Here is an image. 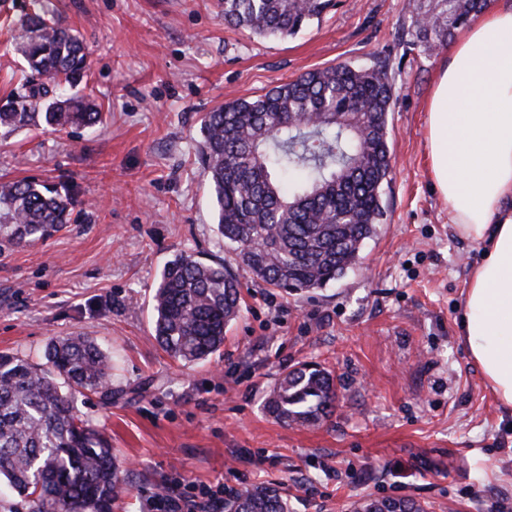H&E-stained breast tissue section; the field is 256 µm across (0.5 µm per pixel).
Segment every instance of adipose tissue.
<instances>
[{
  "label": "adipose tissue",
  "instance_id": "adipose-tissue-1",
  "mask_svg": "<svg viewBox=\"0 0 512 512\" xmlns=\"http://www.w3.org/2000/svg\"><path fill=\"white\" fill-rule=\"evenodd\" d=\"M429 169L455 232L486 244L469 276L460 339L512 408V0L462 29L428 100Z\"/></svg>",
  "mask_w": 512,
  "mask_h": 512
}]
</instances>
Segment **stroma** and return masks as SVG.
<instances>
[{
  "instance_id": "35a3bbf8",
  "label": "stroma",
  "mask_w": 512,
  "mask_h": 512,
  "mask_svg": "<svg viewBox=\"0 0 512 512\" xmlns=\"http://www.w3.org/2000/svg\"><path fill=\"white\" fill-rule=\"evenodd\" d=\"M89 53L91 128L0 129V179L65 185L84 220L0 252V354L39 362L84 334L114 364L112 396H78L125 470L111 512L151 497L282 485L292 512H349L363 496L411 497L428 512H512V409L488 390L459 339L470 268L483 246L456 234L427 164L426 106L447 51L406 49L413 0H337L287 39L225 26L222 0H51ZM33 0H0V95L19 69L15 28ZM383 61L385 217L359 265L289 295L239 272L240 317L221 350L186 365L158 346L151 301L179 252L235 267L198 156L204 112L308 70ZM302 362L332 372L333 414L316 426L265 408Z\"/></svg>"
}]
</instances>
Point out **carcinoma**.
<instances>
[{"label": "carcinoma", "instance_id": "1", "mask_svg": "<svg viewBox=\"0 0 512 512\" xmlns=\"http://www.w3.org/2000/svg\"><path fill=\"white\" fill-rule=\"evenodd\" d=\"M224 23L285 39L335 6L334 0H223ZM490 0H414L407 46L448 47L455 30ZM28 67L0 104V127H92L103 112L72 94L87 76L80 34L54 11L29 14L19 30ZM394 83L384 63L343 62L309 70L249 99L203 113L199 153L218 209L217 230L239 267L285 293H308L360 261L384 216L392 153L387 125ZM78 201L36 179L0 182V251L44 242L79 221ZM239 279L224 264L178 253L153 295L159 347L185 363L224 344L240 313ZM85 392L112 395L107 352L88 336L50 343L45 362L0 355V477L29 512H110L123 490L108 439L74 404ZM330 372L302 363L285 373L266 407L278 420L317 425L333 412ZM353 512H427L412 498L363 497ZM224 512H290L274 486H247Z\"/></svg>", "mask_w": 512, "mask_h": 512}]
</instances>
